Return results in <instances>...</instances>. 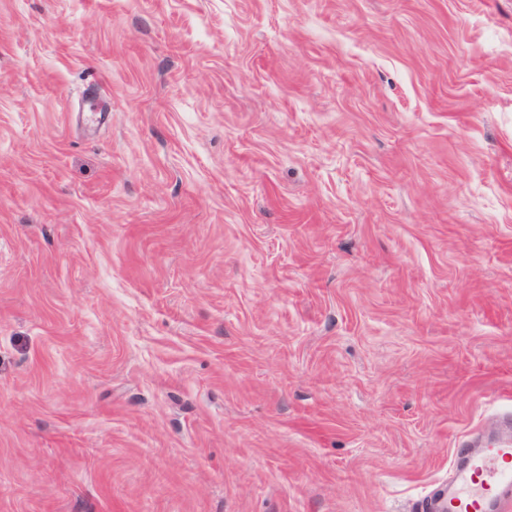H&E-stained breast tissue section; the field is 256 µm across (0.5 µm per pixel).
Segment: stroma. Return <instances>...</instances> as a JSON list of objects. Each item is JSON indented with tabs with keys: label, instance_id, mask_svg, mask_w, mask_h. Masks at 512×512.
Instances as JSON below:
<instances>
[{
	"label": "stroma",
	"instance_id": "1",
	"mask_svg": "<svg viewBox=\"0 0 512 512\" xmlns=\"http://www.w3.org/2000/svg\"><path fill=\"white\" fill-rule=\"evenodd\" d=\"M512 417V0H0V512H421Z\"/></svg>",
	"mask_w": 512,
	"mask_h": 512
}]
</instances>
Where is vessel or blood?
I'll use <instances>...</instances> for the list:
<instances>
[{"label": "vessel or blood", "mask_w": 512, "mask_h": 512, "mask_svg": "<svg viewBox=\"0 0 512 512\" xmlns=\"http://www.w3.org/2000/svg\"><path fill=\"white\" fill-rule=\"evenodd\" d=\"M512 441L505 439L468 454L455 468L444 502L445 512H512Z\"/></svg>", "instance_id": "1"}]
</instances>
